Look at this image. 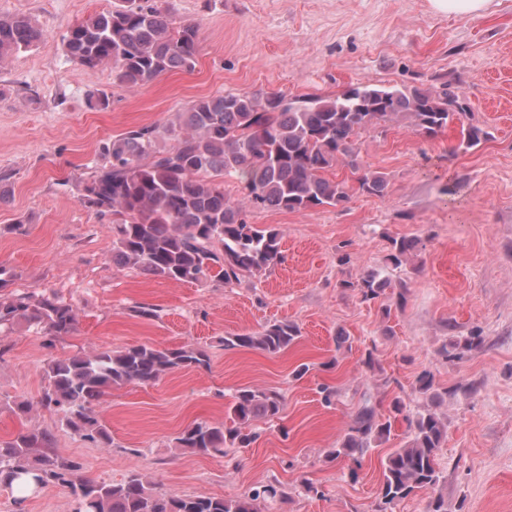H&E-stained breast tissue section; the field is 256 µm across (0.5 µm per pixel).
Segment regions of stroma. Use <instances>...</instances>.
I'll return each mask as SVG.
<instances>
[{
    "mask_svg": "<svg viewBox=\"0 0 512 512\" xmlns=\"http://www.w3.org/2000/svg\"><path fill=\"white\" fill-rule=\"evenodd\" d=\"M169 2L178 20L199 27L196 64L127 89L111 68L70 61L62 41L113 0H0V16L27 17L43 32L32 50L0 60V173L10 192L0 205V293H54L79 313L76 332L50 348L34 327L0 335V440L50 431L56 452L99 483L139 468L173 496L234 498L274 484L282 496L271 512H371L382 461L407 441L406 422L366 454L358 479L349 459L329 453L365 398L387 405L399 396L413 411L423 405L414 382L428 370L440 394L432 408L448 424L438 455L448 512H512V0L482 17L437 13L428 0ZM356 83L449 90L491 137L464 151L454 127L433 139L405 120L383 134L362 133L361 164L386 174L388 195L354 190L343 207L300 212L247 206L248 223L277 230L283 259L241 283L176 282L113 264L111 231L75 189L113 136L166 124L193 101L228 91L333 97ZM93 90L108 94L107 108L89 107ZM402 236L420 244L395 268L387 254ZM342 254L348 263H339ZM373 269L389 277L392 293H405L404 304L386 311L351 290ZM141 306L156 317L139 316ZM278 320L301 328L286 352L225 349V337ZM340 332L351 350H337ZM474 333L477 349L453 362L440 356L442 344ZM142 343L203 349L210 366L113 390L100 408L108 448L41 408L50 360ZM370 349L372 371L362 363ZM303 363L308 372L295 378ZM244 386L283 397L278 418L254 422L250 447L177 448L178 433L193 422L231 426V396ZM325 386L337 391L329 404ZM21 402L30 411L20 412ZM74 507L57 486L21 502L0 486V512Z\"/></svg>",
    "mask_w": 512,
    "mask_h": 512,
    "instance_id": "1",
    "label": "stroma"
}]
</instances>
